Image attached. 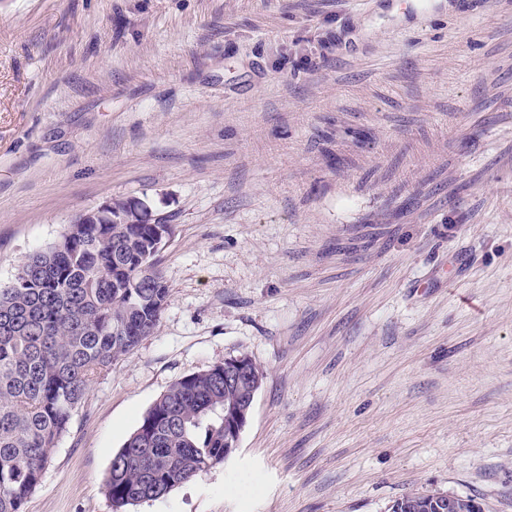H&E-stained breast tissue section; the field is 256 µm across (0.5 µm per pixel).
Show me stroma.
I'll return each instance as SVG.
<instances>
[{
    "mask_svg": "<svg viewBox=\"0 0 512 512\" xmlns=\"http://www.w3.org/2000/svg\"><path fill=\"white\" fill-rule=\"evenodd\" d=\"M128 198L169 298L26 512H113L146 411L242 353L235 453L129 512H512V0H0V285ZM438 492L431 493H412L403 495L392 502V505L388 508L390 512H430L434 511L433 508L428 506V501H432L433 496H436ZM464 500L469 503H466V512H472L470 509L477 504L478 512H483V505L477 498L473 496H460ZM459 498L453 494H444L438 497H435L433 500V506L437 511L435 512H464V502L463 499Z\"/></svg>",
    "mask_w": 512,
    "mask_h": 512,
    "instance_id": "obj_1",
    "label": "stroma"
}]
</instances>
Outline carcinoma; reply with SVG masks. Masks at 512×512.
Wrapping results in <instances>:
<instances>
[{
	"instance_id": "obj_1",
	"label": "carcinoma",
	"mask_w": 512,
	"mask_h": 512,
	"mask_svg": "<svg viewBox=\"0 0 512 512\" xmlns=\"http://www.w3.org/2000/svg\"><path fill=\"white\" fill-rule=\"evenodd\" d=\"M28 256L0 287V512H24L91 384L154 331L169 291L156 269L155 224H111L98 210ZM224 392L216 365L175 381L118 449L105 482L114 512L163 497L224 462ZM435 493L388 512H432Z\"/></svg>"
}]
</instances>
